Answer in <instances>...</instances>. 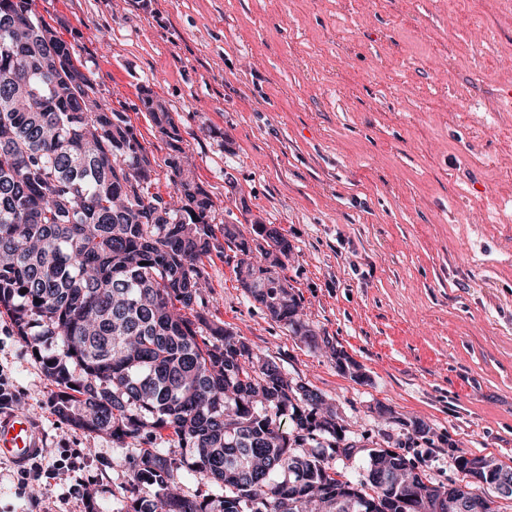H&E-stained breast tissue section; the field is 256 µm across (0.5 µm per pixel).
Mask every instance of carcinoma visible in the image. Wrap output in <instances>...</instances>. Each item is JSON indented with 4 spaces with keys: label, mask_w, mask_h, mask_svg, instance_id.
<instances>
[{
    "label": "carcinoma",
    "mask_w": 512,
    "mask_h": 512,
    "mask_svg": "<svg viewBox=\"0 0 512 512\" xmlns=\"http://www.w3.org/2000/svg\"><path fill=\"white\" fill-rule=\"evenodd\" d=\"M0 313L57 387V416L115 443L132 489L125 512H437L480 500L500 512L512 466L456 457L466 482H431L404 455L368 450L363 474L332 465L363 452L322 395L292 385L221 323L206 317L202 258L239 252L248 297L295 336L317 343L278 269L292 245L255 224L263 262L234 224L183 175L181 136L161 100L141 97L166 134L180 207L158 214L154 166L124 113L91 110L98 93L74 46L36 8L0 0ZM56 340L41 353V337ZM172 448H145L152 441ZM483 467L472 480L468 464ZM190 473L215 492H180Z\"/></svg>",
    "instance_id": "cac0c4a2"
}]
</instances>
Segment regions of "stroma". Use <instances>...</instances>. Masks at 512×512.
<instances>
[{
    "label": "stroma",
    "mask_w": 512,
    "mask_h": 512,
    "mask_svg": "<svg viewBox=\"0 0 512 512\" xmlns=\"http://www.w3.org/2000/svg\"><path fill=\"white\" fill-rule=\"evenodd\" d=\"M37 5L154 156L153 192L174 185L145 88L169 108L217 223L288 238L281 274L319 343L246 295L231 246L204 262L210 320L333 403L362 445L401 449L435 484L460 480L464 453L512 466V110L500 105L512 0ZM0 370L46 452L79 454L66 477L26 486L0 463V512L127 502L111 437L55 415L53 384L4 314ZM405 421L428 434L408 439Z\"/></svg>",
    "instance_id": "stroma-1"
}]
</instances>
